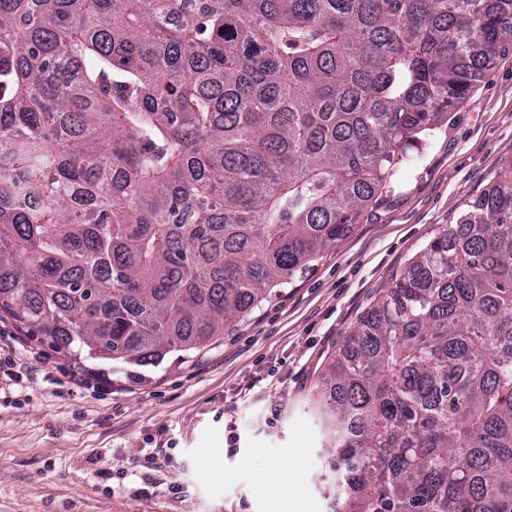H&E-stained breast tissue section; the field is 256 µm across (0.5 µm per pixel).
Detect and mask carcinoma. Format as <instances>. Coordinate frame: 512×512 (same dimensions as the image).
Returning <instances> with one entry per match:
<instances>
[{
    "instance_id": "obj_1",
    "label": "carcinoma",
    "mask_w": 512,
    "mask_h": 512,
    "mask_svg": "<svg viewBox=\"0 0 512 512\" xmlns=\"http://www.w3.org/2000/svg\"><path fill=\"white\" fill-rule=\"evenodd\" d=\"M512 0H0V312L200 349L354 230ZM336 512H512V167L319 378Z\"/></svg>"
}]
</instances>
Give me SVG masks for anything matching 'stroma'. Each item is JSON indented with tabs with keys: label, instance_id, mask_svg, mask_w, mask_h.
Here are the masks:
<instances>
[{
	"label": "stroma",
	"instance_id": "35a3bbf8",
	"mask_svg": "<svg viewBox=\"0 0 512 512\" xmlns=\"http://www.w3.org/2000/svg\"><path fill=\"white\" fill-rule=\"evenodd\" d=\"M408 155L346 240L204 348L77 363L1 315L0 363L22 384L0 390V512H332L318 371L378 288L512 165L511 44Z\"/></svg>",
	"mask_w": 512,
	"mask_h": 512
}]
</instances>
